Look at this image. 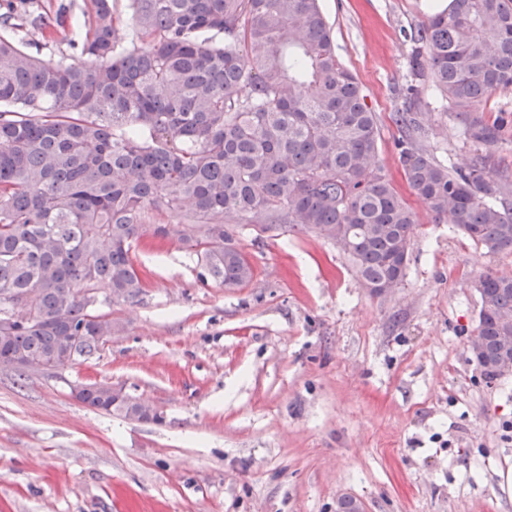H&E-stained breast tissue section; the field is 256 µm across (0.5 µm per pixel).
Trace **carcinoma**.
<instances>
[{"instance_id": "obj_1", "label": "carcinoma", "mask_w": 512, "mask_h": 512, "mask_svg": "<svg viewBox=\"0 0 512 512\" xmlns=\"http://www.w3.org/2000/svg\"><path fill=\"white\" fill-rule=\"evenodd\" d=\"M86 57L45 60L29 36L56 35L41 12L4 0L0 12V317L36 290L32 322L0 331V357L37 365L86 361L116 329L92 317L83 289L133 302L143 282L131 257L142 210H177L203 229L155 235L192 243L217 283L252 276L234 225L260 221L340 243L366 288L405 277L414 213L377 166L378 127L355 76L336 56L319 0H128L136 39L122 46L113 0H92ZM416 74L429 78L491 146L477 115L512 87V0H448L418 27ZM248 64L242 63V58ZM413 192L489 254L512 252V177L478 153L449 168L419 143L420 113L394 114ZM477 332L492 358L512 334V282L480 277ZM66 316L77 345L62 340ZM83 403L142 420L133 399L99 386Z\"/></svg>"}]
</instances>
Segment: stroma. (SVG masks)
Masks as SVG:
<instances>
[{
    "instance_id": "1",
    "label": "stroma",
    "mask_w": 512,
    "mask_h": 512,
    "mask_svg": "<svg viewBox=\"0 0 512 512\" xmlns=\"http://www.w3.org/2000/svg\"><path fill=\"white\" fill-rule=\"evenodd\" d=\"M336 55L377 116V161L412 209L404 282L361 285L336 243L241 224L253 276L206 278L145 208L131 255L146 286L109 310L121 325L92 359L50 373L0 371V512H512V374L487 381L469 352L480 309L473 283L512 275L438 221L409 187L392 116L409 85L423 143L441 163L475 152L512 174V88L487 96L498 142L476 147L447 99L415 78L410 35L440 0H320ZM149 403L132 421L75 401L86 382Z\"/></svg>"
}]
</instances>
